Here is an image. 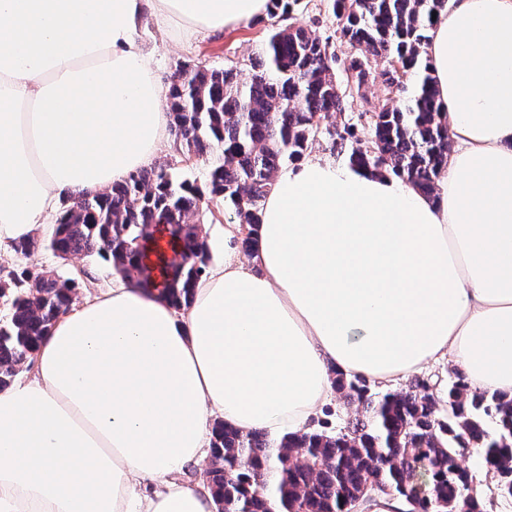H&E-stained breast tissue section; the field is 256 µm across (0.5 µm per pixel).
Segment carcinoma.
I'll return each mask as SVG.
<instances>
[{
  "label": "carcinoma",
  "instance_id": "carcinoma-1",
  "mask_svg": "<svg viewBox=\"0 0 512 512\" xmlns=\"http://www.w3.org/2000/svg\"><path fill=\"white\" fill-rule=\"evenodd\" d=\"M300 0H268L272 19L266 46L252 59L248 81L234 67L181 64L166 88L171 127L183 153L208 163L205 183L165 163H154L108 191L65 200L52 231L10 246L20 260L45 250L61 260L81 255L110 263L124 279L147 281L136 241L153 224L173 227L183 243L184 266L169 279L172 304H190L194 284L210 259L196 217L210 200L231 208L248 227L241 248L252 252L264 199L282 168L301 160L322 129L313 124L346 110L377 81L391 96L370 117L371 148L352 127L350 165L392 173L431 194L448 156V117L439 102L423 46L447 0H331L334 35L299 22ZM349 44L348 90L336 83L335 41ZM416 80L407 100V79ZM94 270L64 278L55 270L24 266L0 277V300L10 307L0 321V388L32 364L54 321L78 298ZM334 388L361 414L337 431L313 430L271 437L214 423L215 461L206 481L216 512H350L352 501L374 484L409 506L407 512H484L473 476L461 465L479 448L500 497H512V395L471 391L456 374L438 397L424 380L401 392L378 394L369 381L335 374Z\"/></svg>",
  "mask_w": 512,
  "mask_h": 512
}]
</instances>
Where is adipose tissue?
<instances>
[{
  "instance_id": "adipose-tissue-1",
  "label": "adipose tissue",
  "mask_w": 512,
  "mask_h": 512,
  "mask_svg": "<svg viewBox=\"0 0 512 512\" xmlns=\"http://www.w3.org/2000/svg\"><path fill=\"white\" fill-rule=\"evenodd\" d=\"M266 4L0 0V252L168 146L147 21L189 45ZM425 51L453 145L435 193L305 160L266 198L251 263L225 225L181 309L179 249L152 242L148 284L87 292L0 390V512H214L186 478L214 422L309 431L336 372L387 386L445 359L512 393V0H450Z\"/></svg>"
}]
</instances>
